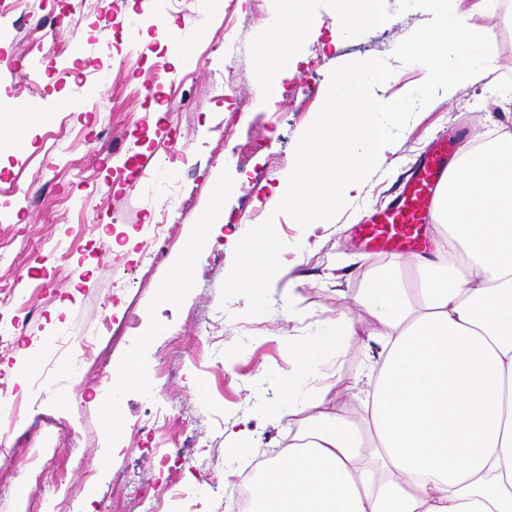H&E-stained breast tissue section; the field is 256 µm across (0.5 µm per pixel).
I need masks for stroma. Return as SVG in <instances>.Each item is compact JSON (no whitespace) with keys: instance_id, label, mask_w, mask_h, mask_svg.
Returning <instances> with one entry per match:
<instances>
[{"instance_id":"obj_1","label":"stroma","mask_w":512,"mask_h":512,"mask_svg":"<svg viewBox=\"0 0 512 512\" xmlns=\"http://www.w3.org/2000/svg\"><path fill=\"white\" fill-rule=\"evenodd\" d=\"M237 23L246 29L241 60L233 66L216 60L190 71L189 60L224 39L223 14L205 15L193 0H100L82 16L80 55H73L64 30L18 32L0 42V55L14 69L0 68V136H18L17 148L0 153V290L18 283L39 288L33 317L22 340L0 347V374L27 398L21 427L43 425L45 448L68 460L70 484L58 486L43 474L37 484H23L18 512L32 502L41 512H109L122 484L137 486L164 477L147 451H125L130 428L167 407L178 417L175 427L155 433L153 447L178 457L183 497L167 500L164 512H230L242 465L231 457L224 428L248 423L257 457H269L288 442V429L266 423L261 405L273 400L288 368V340L311 333L315 323L341 312L362 323L371 317L353 305L360 276L355 258L367 255L375 264H405L402 255L368 252L360 241L356 215L384 206L412 164L447 137L450 131L512 132V11L493 10L485 22L497 34L488 84H459L451 98H435L413 116L401 132L395 153L387 154L362 192L339 214L337 223L305 230L279 215L276 244L296 277L292 298L270 295L264 307L250 297L229 294L226 285L238 261L236 238L248 234L255 218L273 215V190L291 170L300 135L320 111L331 71L345 63L385 58L394 69L390 85L378 95L396 99L421 82L422 61L395 58L394 42L414 39L433 16V0L410 7L383 0L392 24L366 28L334 38L331 21L336 0H307L316 24L306 32V52L291 67L280 95L259 101L248 75L264 49L275 0H234ZM205 25L207 35L193 44L189 58L163 57L162 30L189 31ZM35 59L45 60V95L34 99L20 71ZM168 63L182 81L158 87L145 97L141 86L153 68ZM231 81L234 98L213 99L212 87ZM233 123L232 137L224 126ZM184 144L189 164L184 198L188 212L173 223L174 242L154 269L146 256L155 251L150 225L167 203L171 187L157 182L147 188L115 179L112 154L123 146L125 156L152 170L167 136ZM283 163L267 180L252 174L268 156ZM223 196L227 223L200 235L197 218ZM133 251H126L129 238ZM201 239L193 271V288L175 301L161 303L159 288L172 282L177 259L186 245ZM73 247L72 257L59 261L57 250ZM120 321L125 344L113 357L126 363L137 357L148 371L150 354L170 348L177 356L169 375L149 383L138 381L106 395L95 378L77 393L49 385L32 388L27 367H43L44 345L59 330L73 335L97 334L108 343L102 319ZM205 351L192 360L196 340ZM366 337L350 342L336 369L333 390L351 395L366 365ZM121 406V426L106 435L105 406ZM92 469L97 482L84 490L80 475Z\"/></svg>"}]
</instances>
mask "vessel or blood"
Wrapping results in <instances>:
<instances>
[{
    "instance_id": "b4317fda",
    "label": "vessel or blood",
    "mask_w": 512,
    "mask_h": 512,
    "mask_svg": "<svg viewBox=\"0 0 512 512\" xmlns=\"http://www.w3.org/2000/svg\"><path fill=\"white\" fill-rule=\"evenodd\" d=\"M453 145L448 138L437 142L413 166L394 200L361 224L359 232L372 250L403 253L423 249L421 229L432 216L436 190L448 171V150Z\"/></svg>"
}]
</instances>
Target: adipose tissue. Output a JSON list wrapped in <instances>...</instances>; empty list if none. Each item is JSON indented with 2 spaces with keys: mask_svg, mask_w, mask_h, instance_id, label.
Segmentation results:
<instances>
[{
  "mask_svg": "<svg viewBox=\"0 0 512 512\" xmlns=\"http://www.w3.org/2000/svg\"><path fill=\"white\" fill-rule=\"evenodd\" d=\"M274 46L251 82L258 98L277 94L301 55L305 0H278ZM487 0H448L419 39L395 54H423L426 87L453 94L491 73L480 58L495 43L482 25ZM379 0H336L333 24L351 34L389 23ZM453 44L455 72L439 51ZM435 249L418 256L416 287L399 266H368L354 297L369 327L347 315L289 341V369L265 418L295 425L287 446L250 481L249 512H512V134L475 133L448 169L434 210ZM275 224L238 241L232 293L261 305L292 296L275 251ZM382 343L370 357L371 391L353 414L335 395L329 368L359 332Z\"/></svg>",
  "mask_w": 512,
  "mask_h": 512,
  "instance_id": "ef3b65f1",
  "label": "adipose tissue"
}]
</instances>
